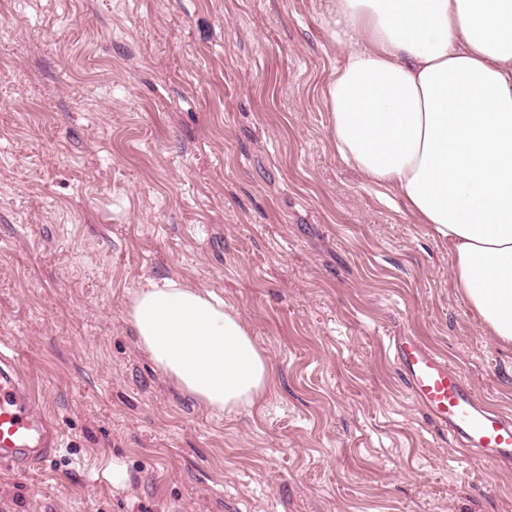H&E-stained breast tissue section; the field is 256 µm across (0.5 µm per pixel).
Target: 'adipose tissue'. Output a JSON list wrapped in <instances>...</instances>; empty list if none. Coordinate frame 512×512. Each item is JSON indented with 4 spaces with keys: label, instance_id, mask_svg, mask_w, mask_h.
<instances>
[{
    "label": "adipose tissue",
    "instance_id": "obj_1",
    "mask_svg": "<svg viewBox=\"0 0 512 512\" xmlns=\"http://www.w3.org/2000/svg\"><path fill=\"white\" fill-rule=\"evenodd\" d=\"M341 53L323 89L329 141L453 253L455 286L512 344V0H326ZM141 349L213 413L256 403L267 360L214 293L167 279L135 294Z\"/></svg>",
    "mask_w": 512,
    "mask_h": 512
}]
</instances>
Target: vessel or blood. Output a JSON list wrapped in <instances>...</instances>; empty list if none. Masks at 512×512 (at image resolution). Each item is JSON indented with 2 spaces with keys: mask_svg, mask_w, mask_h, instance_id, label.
<instances>
[{
  "mask_svg": "<svg viewBox=\"0 0 512 512\" xmlns=\"http://www.w3.org/2000/svg\"><path fill=\"white\" fill-rule=\"evenodd\" d=\"M389 356L416 404L463 451L512 461V417L482 401L461 369L416 336L391 337ZM60 446L61 432L37 411L16 357L0 351V464L24 470L45 462Z\"/></svg>",
  "mask_w": 512,
  "mask_h": 512,
  "instance_id": "1",
  "label": "vessel or blood"
}]
</instances>
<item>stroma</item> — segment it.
Here are the masks:
<instances>
[{
  "instance_id": "stroma-1",
  "label": "stroma",
  "mask_w": 512,
  "mask_h": 512,
  "mask_svg": "<svg viewBox=\"0 0 512 512\" xmlns=\"http://www.w3.org/2000/svg\"><path fill=\"white\" fill-rule=\"evenodd\" d=\"M323 0H0V339L62 448L0 512H512L386 355L413 334L512 415V346L453 256L328 139ZM223 298L272 383L216 415L130 294ZM123 473L113 483L111 471Z\"/></svg>"
}]
</instances>
